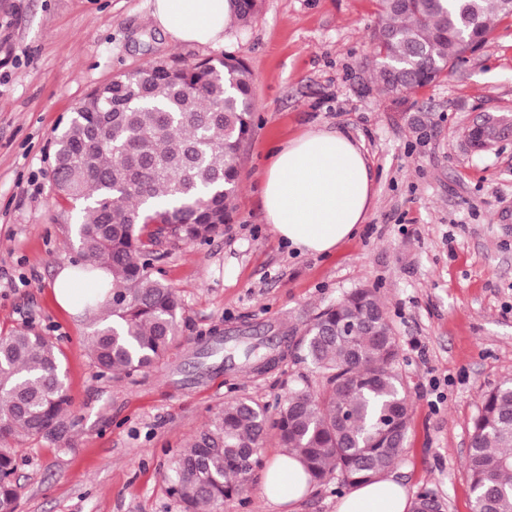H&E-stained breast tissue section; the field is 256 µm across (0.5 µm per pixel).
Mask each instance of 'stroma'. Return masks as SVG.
I'll return each instance as SVG.
<instances>
[{"instance_id": "35a3bbf8", "label": "stroma", "mask_w": 512, "mask_h": 512, "mask_svg": "<svg viewBox=\"0 0 512 512\" xmlns=\"http://www.w3.org/2000/svg\"><path fill=\"white\" fill-rule=\"evenodd\" d=\"M150 11V0H0V332L51 337L75 415L67 449L16 445V512H183L165 480L173 454L225 400L273 408L315 382L294 354L301 329L358 288L376 289L400 346L412 413L397 476L410 494L433 490L445 512H473L472 420L512 379V140L473 153L463 132L482 115L512 117V20L464 66L395 101L373 81L376 0H263L216 47L171 42ZM227 53L248 65L254 104L232 220L207 240L158 246L182 302L179 339L147 374L100 376L91 321L52 297L58 267L78 259L79 221L52 190L53 142L114 75ZM330 129L361 145L373 205L335 251L293 253L265 222L262 175L283 142ZM256 329L282 340L273 367L196 369L205 340Z\"/></svg>"}]
</instances>
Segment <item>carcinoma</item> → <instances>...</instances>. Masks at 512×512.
Here are the masks:
<instances>
[{
	"instance_id": "carcinoma-1",
	"label": "carcinoma",
	"mask_w": 512,
	"mask_h": 512,
	"mask_svg": "<svg viewBox=\"0 0 512 512\" xmlns=\"http://www.w3.org/2000/svg\"><path fill=\"white\" fill-rule=\"evenodd\" d=\"M262 0H230L244 27ZM512 0H380L374 78L399 99L448 74V62L486 42ZM247 65L234 55L193 65L159 60L120 73L76 107L54 144L52 185L80 217L82 263L112 272V298L90 336L103 376L154 368L178 339L181 300L155 270L164 241L193 242L232 219L238 152L251 131ZM301 359L319 387L288 391L270 418L249 398H231L174 457L166 476L185 512H215L254 481L269 431L300 456L309 482L351 488L398 465L410 400L397 370L399 346L376 291L356 290L305 324ZM276 345L224 338V357L264 368ZM73 424L59 352L30 328L0 335V512H15L9 442H63ZM466 469L474 512H512V381L487 391L472 422Z\"/></svg>"
}]
</instances>
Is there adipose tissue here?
<instances>
[{
    "mask_svg": "<svg viewBox=\"0 0 512 512\" xmlns=\"http://www.w3.org/2000/svg\"><path fill=\"white\" fill-rule=\"evenodd\" d=\"M149 21L172 42L217 46L230 24L228 0H153ZM373 176L361 146L339 130L311 131L288 141L275 155L262 185L263 211L279 239L304 253L326 254L353 236L366 218ZM112 276L99 269L91 292L80 289L79 266L63 264L53 282L56 303L69 314H86L88 297L104 300ZM260 488L267 503L295 505L310 486L301 463L284 453L266 463ZM406 486L393 473L341 495L336 512H409Z\"/></svg>",
    "mask_w": 512,
    "mask_h": 512,
    "instance_id": "obj_1",
    "label": "adipose tissue"
}]
</instances>
